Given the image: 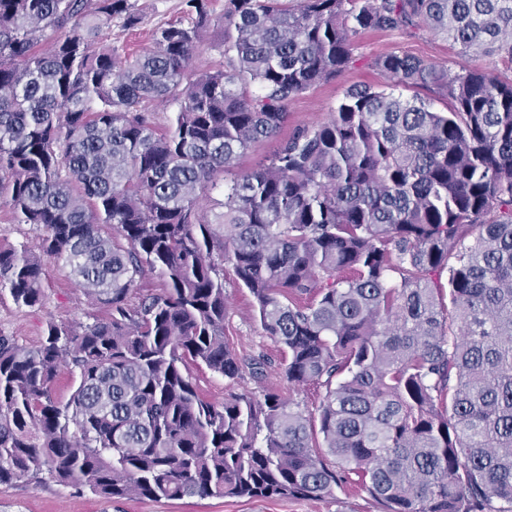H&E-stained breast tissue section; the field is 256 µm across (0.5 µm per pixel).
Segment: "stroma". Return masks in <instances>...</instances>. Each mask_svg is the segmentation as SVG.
<instances>
[{
	"instance_id": "obj_1",
	"label": "stroma",
	"mask_w": 512,
	"mask_h": 512,
	"mask_svg": "<svg viewBox=\"0 0 512 512\" xmlns=\"http://www.w3.org/2000/svg\"><path fill=\"white\" fill-rule=\"evenodd\" d=\"M142 15L140 23L130 31L120 23L103 27L100 41L105 45L139 53L152 46V30L167 21L179 18L181 0H136ZM397 53L418 57L459 72L483 66L496 77L512 79V60L507 55L492 59L458 54L447 42L429 30H393L368 32L352 44L353 62L336 79L320 84L296 99L289 107L290 117L278 140L287 139L297 126L328 118L344 92L351 86L370 84L381 87L387 77L376 70L375 57ZM278 140L254 144L239 158L237 170L255 167L269 156ZM224 287L231 304L224 318V332L230 346L241 356L263 355L270 359L265 378L251 375L231 381L208 370L204 365L188 362L186 372L204 399L220 403L230 393L261 395L266 387L282 384V349L261 328L250 304L249 293L239 288L232 268L224 270ZM107 312L91 303L86 293L74 282L69 268L51 260L44 266V299L41 306H17L9 295L0 296V335L13 337L20 345L33 347L40 343L49 321L76 320L89 323L105 318ZM0 512H378L376 504L366 494L341 486L333 494L317 500L303 499H184L154 501L137 499H106L79 486H63L49 477L0 485Z\"/></svg>"
}]
</instances>
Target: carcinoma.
<instances>
[{
  "mask_svg": "<svg viewBox=\"0 0 512 512\" xmlns=\"http://www.w3.org/2000/svg\"><path fill=\"white\" fill-rule=\"evenodd\" d=\"M188 23L130 58L131 0H0V204L38 232L0 247V292L34 308L61 260L108 310L0 335V485L109 499H319L379 512H512V79L388 53L257 167L288 106L352 64L367 31L428 28L461 55L512 56V0H183ZM221 23L224 68L191 72ZM54 39L42 48L46 32ZM446 101L437 112L418 95ZM177 104L164 128L155 106ZM219 189V211L203 207ZM282 346L288 388L203 399L189 361L264 377L224 341V264ZM160 293L128 303L145 273ZM76 375L55 398L59 369Z\"/></svg>",
  "mask_w": 512,
  "mask_h": 512,
  "instance_id": "cac0c4a2",
  "label": "carcinoma"
}]
</instances>
